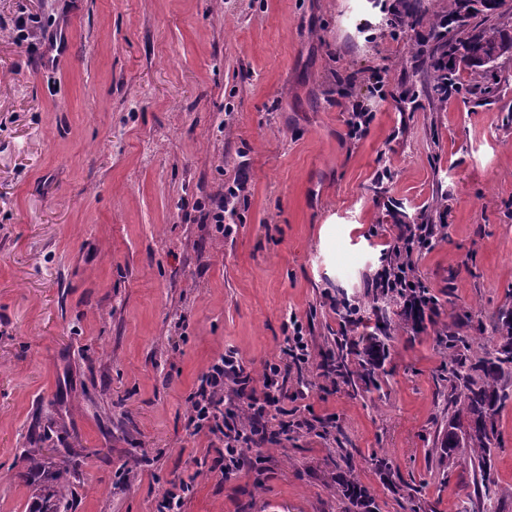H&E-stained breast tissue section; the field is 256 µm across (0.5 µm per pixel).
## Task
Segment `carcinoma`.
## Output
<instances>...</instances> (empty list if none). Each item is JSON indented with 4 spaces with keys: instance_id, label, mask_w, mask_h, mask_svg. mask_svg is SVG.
I'll use <instances>...</instances> for the list:
<instances>
[{
    "instance_id": "cac0c4a2",
    "label": "carcinoma",
    "mask_w": 512,
    "mask_h": 512,
    "mask_svg": "<svg viewBox=\"0 0 512 512\" xmlns=\"http://www.w3.org/2000/svg\"><path fill=\"white\" fill-rule=\"evenodd\" d=\"M511 15L512 0H495L491 6L479 0L472 4L454 0L448 24L455 28L445 31L433 22L422 37L428 64L412 95L431 100L448 94L454 87L456 59L474 68L470 95L481 98L492 93L483 67L512 57V37L500 28V20ZM367 305L375 317L372 330L336 341L324 367L352 386L360 381L379 389L391 356L392 332L424 331L426 323H435L438 300L426 295L423 288H393L367 295ZM474 322L482 325V320L468 316L462 327L448 325L437 331V340L448 350L450 361L447 404L434 448L440 463H459L473 471V491L466 494L461 512H481L496 485L492 458L498 444L497 420L505 403L512 400V308L498 312L492 336L478 345L475 337L462 334L463 327ZM28 461L29 512H67L69 473L35 457ZM339 486L348 512H373L371 495L357 480L345 478Z\"/></svg>"
}]
</instances>
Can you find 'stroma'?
Instances as JSON below:
<instances>
[{"instance_id":"35a3bbf8","label":"stroma","mask_w":512,"mask_h":512,"mask_svg":"<svg viewBox=\"0 0 512 512\" xmlns=\"http://www.w3.org/2000/svg\"><path fill=\"white\" fill-rule=\"evenodd\" d=\"M412 0H0V512H28V455L66 469L71 512H345L342 452L377 512H460L461 466L432 467L448 356L433 330L397 334L381 390L320 376L398 224L444 235L416 259L441 321L512 307V60L489 101L405 106ZM26 21L37 39L21 42ZM372 114L348 127L354 104ZM228 235L201 207L239 173ZM310 344L288 409L227 479L189 397L219 354L261 374L290 318ZM495 493L512 512V401ZM388 458L391 474L376 461Z\"/></svg>"}]
</instances>
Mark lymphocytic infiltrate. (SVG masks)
<instances>
[{"mask_svg": "<svg viewBox=\"0 0 512 512\" xmlns=\"http://www.w3.org/2000/svg\"><path fill=\"white\" fill-rule=\"evenodd\" d=\"M426 229L396 236V260L375 277L373 288L416 287L413 272L415 240L426 236ZM284 366L266 364L260 377H253L236 352L222 354L203 375L191 394L189 425L194 434L206 435L215 453L210 473L220 477L238 469L244 462L243 449L264 439L263 419L288 399H298L283 378Z\"/></svg>", "mask_w": 512, "mask_h": 512, "instance_id": "obj_1", "label": "lymphocytic infiltrate"}]
</instances>
